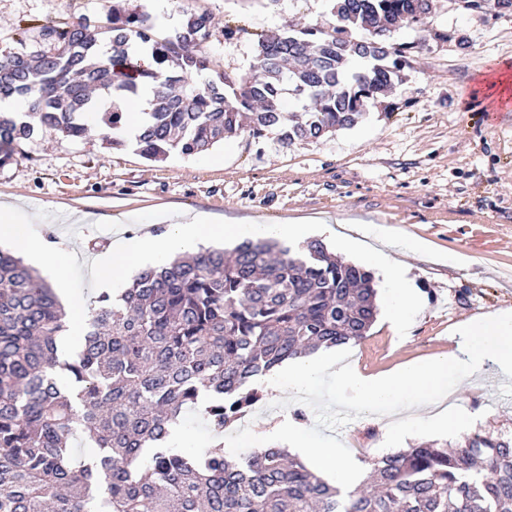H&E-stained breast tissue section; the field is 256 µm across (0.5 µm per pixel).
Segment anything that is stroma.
I'll return each mask as SVG.
<instances>
[{
	"label": "stroma",
	"instance_id": "35a3bbf8",
	"mask_svg": "<svg viewBox=\"0 0 512 512\" xmlns=\"http://www.w3.org/2000/svg\"><path fill=\"white\" fill-rule=\"evenodd\" d=\"M111 4L0 0V49L30 41L47 24L83 15L105 22ZM188 7L214 19L216 30L200 48L213 74L248 72L258 34L329 18L326 0H168L173 14ZM227 25L237 30L233 38L222 32ZM392 38L412 47L403 80L368 102L353 128L291 145L274 133H243L160 162L130 144L105 148L95 133L82 141L43 134L0 165V204L13 205L21 222L45 213L33 230L54 236L67 253L66 291L82 302L99 292L94 273L102 248L186 213L221 224L321 218L362 250L405 261L420 296L405 335H395L386 316L392 291L378 281L380 314L368 336L347 344L346 363L373 375L453 351L460 323L512 310V107L492 112L489 94L492 81L512 80V10L492 17L458 0H434L424 29L403 26ZM381 227L391 236H379ZM272 377L281 393L265 392L251 422L288 421L364 467L424 440L392 437L389 415L365 413L333 372L318 377L313 398L295 390L283 370ZM509 385L512 376L490 366L447 401L477 417L476 432L510 436Z\"/></svg>",
	"mask_w": 512,
	"mask_h": 512
}]
</instances>
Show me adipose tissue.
Instances as JSON below:
<instances>
[{
	"mask_svg": "<svg viewBox=\"0 0 512 512\" xmlns=\"http://www.w3.org/2000/svg\"><path fill=\"white\" fill-rule=\"evenodd\" d=\"M305 225L292 222L255 226L251 224H212L199 215H188L169 225L160 235L146 234L130 242H118L111 253L98 265L96 280L99 286L120 293L135 270L164 263L168 257L199 250L202 245L224 243L241 238L272 237L285 241H302ZM0 245L7 246L19 256L40 263L57 287H64L69 271L68 262L58 258L55 250L23 232L13 220L12 206L0 205ZM368 258L383 273L393 289L392 323L395 332H402L409 311L417 303V295L407 279L404 264L384 252L369 253ZM459 332L464 339L455 351L421 363H411L402 369L378 375H365L357 370L338 367L335 356L301 359L288 368L294 385L313 393L316 376L335 370L338 381L354 390L364 409L377 412L392 402L400 389L409 388L420 396L444 397L448 394L446 378L460 372L471 377L481 374L487 363H494L501 375H512V312L502 311L483 315L461 323ZM274 435L288 451L309 459L327 478L343 483L358 484L362 472L345 457L329 452L303 438L291 427H274Z\"/></svg>",
	"mask_w": 512,
	"mask_h": 512,
	"instance_id": "adipose-tissue-1",
	"label": "adipose tissue"
}]
</instances>
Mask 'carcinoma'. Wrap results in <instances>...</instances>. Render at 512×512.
<instances>
[{"label":"carcinoma","instance_id":"obj_1","mask_svg":"<svg viewBox=\"0 0 512 512\" xmlns=\"http://www.w3.org/2000/svg\"><path fill=\"white\" fill-rule=\"evenodd\" d=\"M333 22L258 39L249 72L208 69L199 47L212 17L184 10L159 38L150 14L112 7L109 40L88 17L41 28L0 54V99L29 112L0 114V165L40 131L83 138L97 110L102 141L147 159L190 156L248 132L286 143L355 126L364 102L401 79L402 24L424 28L432 0H329ZM160 68L150 110L127 129L120 103L140 96L138 57ZM311 103L283 111L286 86ZM371 271L319 239L297 248L246 239L142 269L120 298L105 290L70 353L66 312L52 286L0 250V512H512V437L474 434L371 463L369 489L343 492L279 448L236 462L222 435L260 399L253 382L288 360L357 342L376 321ZM195 412L215 436L187 454L172 428ZM83 436L96 455L78 460Z\"/></svg>","mask_w":512,"mask_h":512}]
</instances>
